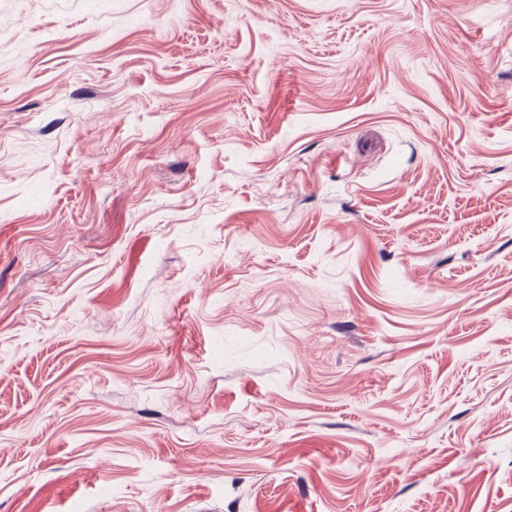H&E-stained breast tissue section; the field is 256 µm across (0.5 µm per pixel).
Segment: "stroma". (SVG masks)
Returning <instances> with one entry per match:
<instances>
[{"instance_id":"stroma-1","label":"stroma","mask_w":512,"mask_h":512,"mask_svg":"<svg viewBox=\"0 0 512 512\" xmlns=\"http://www.w3.org/2000/svg\"><path fill=\"white\" fill-rule=\"evenodd\" d=\"M0 512H512V0H0Z\"/></svg>"}]
</instances>
